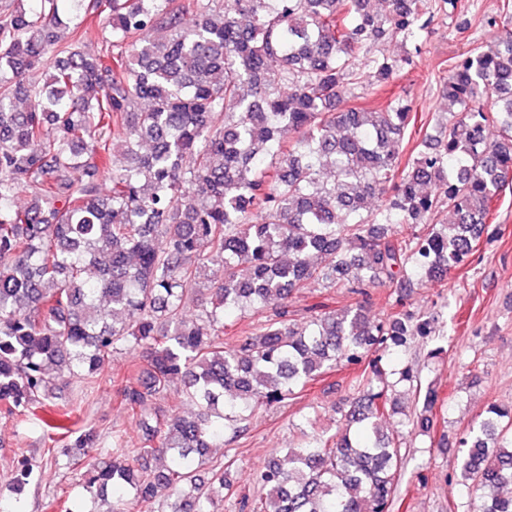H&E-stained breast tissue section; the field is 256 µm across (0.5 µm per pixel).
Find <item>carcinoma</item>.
Masks as SVG:
<instances>
[{
	"instance_id": "obj_1",
	"label": "carcinoma",
	"mask_w": 512,
	"mask_h": 512,
	"mask_svg": "<svg viewBox=\"0 0 512 512\" xmlns=\"http://www.w3.org/2000/svg\"><path fill=\"white\" fill-rule=\"evenodd\" d=\"M103 13L105 48L91 55L83 24ZM432 18L427 0H0V412L47 408L44 431L100 456L80 495L111 492L110 512H129L128 496L138 512H215L217 500L249 512L229 468L207 482L198 469L256 408L287 406L343 365L361 369L346 427L311 435L305 419L298 446L259 470L260 512H391L404 455L376 419L404 385L421 409L401 425L430 430L437 389L395 362L432 320L372 318L367 288L388 285L400 305L469 264L512 173L508 23L453 63L448 117L407 152L409 104L336 110L408 62L376 57L365 73L361 49L415 39ZM203 242L224 280L187 321ZM315 283L363 300L299 322L288 299ZM246 310L261 320L224 347V317ZM122 350L138 358L118 391L132 416L176 377L196 413L163 412L140 447L115 435L109 451L77 427L78 407L48 401L55 382L91 384ZM459 446L477 512H512V406L489 404ZM33 472L19 461L0 512H24Z\"/></svg>"
}]
</instances>
